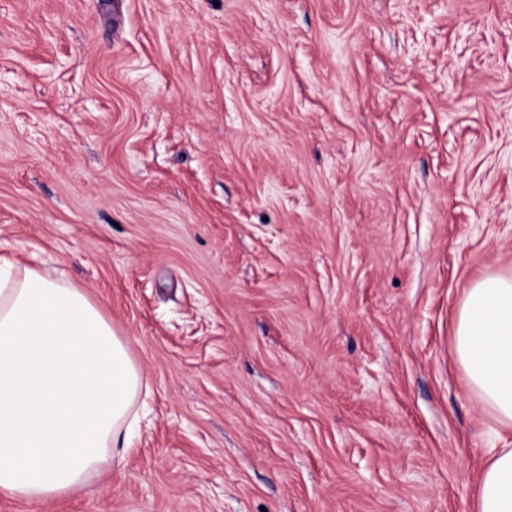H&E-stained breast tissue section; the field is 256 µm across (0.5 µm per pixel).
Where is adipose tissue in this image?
Listing matches in <instances>:
<instances>
[{
  "label": "adipose tissue",
  "mask_w": 512,
  "mask_h": 512,
  "mask_svg": "<svg viewBox=\"0 0 512 512\" xmlns=\"http://www.w3.org/2000/svg\"><path fill=\"white\" fill-rule=\"evenodd\" d=\"M454 352L469 391L512 431V272L467 289ZM141 390L127 341L80 289L0 257V496L55 499L120 465ZM467 512H512V443L491 450Z\"/></svg>",
  "instance_id": "obj_1"
}]
</instances>
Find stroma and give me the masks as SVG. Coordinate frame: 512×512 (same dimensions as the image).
Returning a JSON list of instances; mask_svg holds the SVG:
<instances>
[{
	"label": "stroma",
	"mask_w": 512,
	"mask_h": 512,
	"mask_svg": "<svg viewBox=\"0 0 512 512\" xmlns=\"http://www.w3.org/2000/svg\"><path fill=\"white\" fill-rule=\"evenodd\" d=\"M0 244L149 391L121 467L0 512H464L512 0H0Z\"/></svg>",
	"instance_id": "35a3bbf8"
}]
</instances>
